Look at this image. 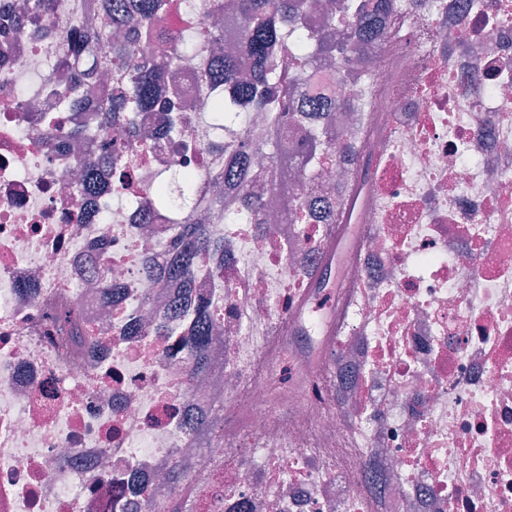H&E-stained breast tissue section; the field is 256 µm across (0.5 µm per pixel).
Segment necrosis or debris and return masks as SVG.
Returning a JSON list of instances; mask_svg holds the SVG:
<instances>
[{
	"instance_id": "obj_1",
	"label": "necrosis or debris",
	"mask_w": 512,
	"mask_h": 512,
	"mask_svg": "<svg viewBox=\"0 0 512 512\" xmlns=\"http://www.w3.org/2000/svg\"><path fill=\"white\" fill-rule=\"evenodd\" d=\"M100 0H57L46 28L0 23V512H146L186 478L193 512H512V0H417L385 20L382 49L332 115L351 161L313 192L331 223L244 217L233 189L212 219L220 249L190 285L144 273L177 241L174 215L116 197L118 154L141 200L167 173L204 182L224 161L196 91L168 141L155 108L99 129L106 83L62 126L44 113L65 58L57 31ZM467 27L465 45L450 40ZM349 242L327 318L306 298L329 243ZM122 289L104 300L103 284ZM220 310L209 376L183 346L199 302ZM301 378L274 384V365ZM224 413L199 448L188 407Z\"/></svg>"
}]
</instances>
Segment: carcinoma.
I'll list each match as a JSON object with an SVG mask.
<instances>
[{
    "instance_id": "obj_1",
    "label": "carcinoma",
    "mask_w": 512,
    "mask_h": 512,
    "mask_svg": "<svg viewBox=\"0 0 512 512\" xmlns=\"http://www.w3.org/2000/svg\"><path fill=\"white\" fill-rule=\"evenodd\" d=\"M231 11L220 28L201 20L191 29L179 32L166 41L157 42L156 52L146 55L132 37L112 39L105 29L99 30L97 45L101 64L115 70L119 79L100 102V108L126 112L135 116L149 112L155 104L158 89L172 80L184 63L202 62L198 92L212 99L208 119L223 124L224 130L246 129L249 114L263 112L269 128L277 131L293 126L304 131L309 150L281 152L273 139H261L253 147L244 142L224 145V166L212 169L207 179L215 184L226 183L241 195V207L263 219L266 197L250 188L254 155L262 153L281 170L297 173L293 187L279 185V191L294 219L303 218L306 202L303 180L317 177L313 150L323 149L324 159H331L336 148L325 140L327 131L313 116L332 112L345 103L332 91L338 80H353L348 69L351 56L366 53L373 39L379 37L376 14L378 4L390 0H336L321 12V33L313 36L305 29L311 0H230ZM107 23L116 27L130 24L147 32L152 30L173 8V0H102ZM52 0H25L20 8L33 21L48 18ZM226 36H238L245 42L253 72L252 81L242 84L237 79L236 62L229 57L210 53L208 49ZM309 87L310 107L297 109L292 100L299 85ZM195 185L181 184L177 178L161 182L154 200L173 208L179 217L180 235L186 245L176 250L158 275L188 282L194 271V256L209 248V228L198 221L191 209ZM217 312L209 304L197 307L194 333L187 340L192 367L197 375L211 366L208 358L212 344V323ZM224 425L216 415L197 423L196 440L205 445L211 435Z\"/></svg>"
}]
</instances>
